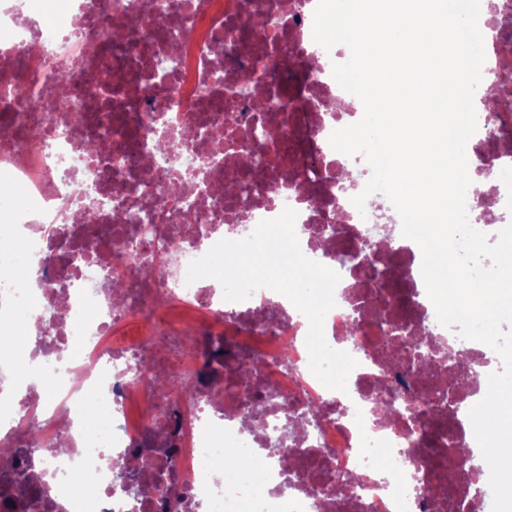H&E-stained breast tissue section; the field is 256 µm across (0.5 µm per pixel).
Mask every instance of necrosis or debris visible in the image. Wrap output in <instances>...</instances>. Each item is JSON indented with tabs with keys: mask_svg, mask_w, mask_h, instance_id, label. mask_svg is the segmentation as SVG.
I'll return each mask as SVG.
<instances>
[{
	"mask_svg": "<svg viewBox=\"0 0 512 512\" xmlns=\"http://www.w3.org/2000/svg\"><path fill=\"white\" fill-rule=\"evenodd\" d=\"M170 2L71 0L46 27L38 0H0V171L34 201L0 207V240L38 259L0 283V331L26 334L22 353L0 350V373L16 382L0 395V512H336L323 497L345 483V512H491L488 483L474 482L466 466L452 501L428 492L438 473L426 437L476 448L468 412L502 361L438 323L417 243L393 236L370 257L399 281L394 297H383L370 272L340 277L324 331L358 362L343 392L310 371L308 321L296 308L266 289L232 302L216 280L187 283L189 263L229 228L247 237L284 207L297 211L300 247L319 263L329 246L361 251L394 207L375 193L357 210L351 199L371 169L329 143L364 108L332 75L348 47L326 51L313 40L317 0ZM143 10L165 38L158 51L168 73L158 84L122 31ZM257 17L271 21L266 43L242 55ZM106 56L108 92L94 81ZM272 57L281 64L270 74ZM216 128L223 140L213 139ZM162 133L174 143L165 156L155 150ZM493 135L503 143L500 169H512V106L478 127L467 154ZM245 155L258 172L241 166ZM148 162L154 178L145 186ZM471 180L469 220L492 233L484 211L492 203L512 213V180L478 171ZM148 204L163 215L152 233L129 219ZM320 224L339 225L338 235L321 243L310 233ZM147 266L151 275L136 276ZM392 326L422 335L444 386L454 385L457 354L467 352L474 391L439 404L420 382L412 390L419 417L378 416L372 393L389 372ZM22 363L33 371L23 385ZM310 405L323 411L318 422L292 425ZM90 406L112 429L82 426ZM280 436L288 455L268 456L267 441ZM228 448L236 462L258 463L254 484L225 476ZM117 458L132 462L122 479Z\"/></svg>",
	"mask_w": 512,
	"mask_h": 512,
	"instance_id": "1",
	"label": "necrosis or debris"
}]
</instances>
